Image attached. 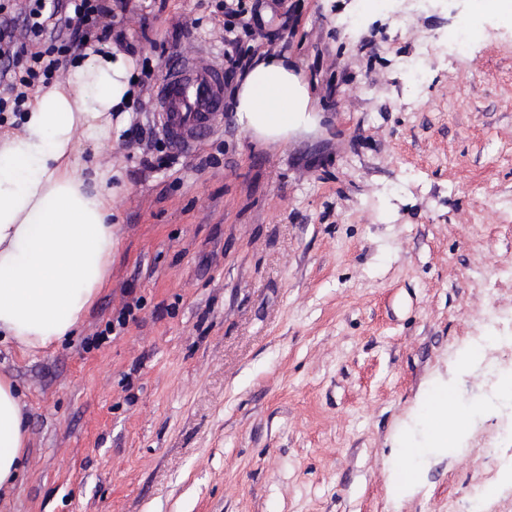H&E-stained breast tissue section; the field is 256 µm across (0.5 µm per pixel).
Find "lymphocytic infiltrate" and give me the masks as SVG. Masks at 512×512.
<instances>
[{
	"label": "lymphocytic infiltrate",
	"instance_id": "f902f5d3",
	"mask_svg": "<svg viewBox=\"0 0 512 512\" xmlns=\"http://www.w3.org/2000/svg\"><path fill=\"white\" fill-rule=\"evenodd\" d=\"M124 0H0V111L23 105L51 89L53 79L66 57L95 42L115 39L124 43L125 34L115 31L108 20ZM278 0H219V29L226 49L225 83H232L243 68L239 35H259L264 29L263 13L276 10Z\"/></svg>",
	"mask_w": 512,
	"mask_h": 512
}]
</instances>
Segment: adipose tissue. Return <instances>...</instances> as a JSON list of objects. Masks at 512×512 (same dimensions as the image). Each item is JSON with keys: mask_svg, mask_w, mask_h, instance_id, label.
<instances>
[{"mask_svg": "<svg viewBox=\"0 0 512 512\" xmlns=\"http://www.w3.org/2000/svg\"><path fill=\"white\" fill-rule=\"evenodd\" d=\"M134 62L122 54L90 53L70 88L29 101L22 131L0 136V338L24 351L61 341L80 323L105 284L116 247L111 217L113 173L93 180L77 139L96 146L112 137L115 113L134 95ZM243 128L272 143L315 123L307 83L287 58L256 57L235 91ZM455 399L435 383L422 402L427 437L402 448L387 485L398 501L419 484L418 461L448 445L444 418ZM27 433L16 385L0 377V487L20 473Z\"/></svg>", "mask_w": 512, "mask_h": 512, "instance_id": "ef3b65f1", "label": "adipose tissue"}]
</instances>
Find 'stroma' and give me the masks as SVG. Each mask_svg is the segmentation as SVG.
Here are the masks:
<instances>
[{"label":"stroma","instance_id":"stroma-1","mask_svg":"<svg viewBox=\"0 0 512 512\" xmlns=\"http://www.w3.org/2000/svg\"><path fill=\"white\" fill-rule=\"evenodd\" d=\"M216 2L128 0L117 18L152 81L175 56L223 58ZM359 2L281 0L266 18L312 132L261 143L228 96L213 135L150 170L125 131L78 142L120 174L118 244L74 336L0 342L28 424L0 512H474L478 483L501 488L483 512H512V406L458 365L490 317L512 334V14ZM470 13L468 56L416 85L401 59ZM436 378L483 410L391 502L397 431Z\"/></svg>","mask_w":512,"mask_h":512}]
</instances>
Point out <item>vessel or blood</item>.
Returning <instances> with one entry per match:
<instances>
[{
    "label": "vessel or blood",
    "mask_w": 512,
    "mask_h": 512,
    "mask_svg": "<svg viewBox=\"0 0 512 512\" xmlns=\"http://www.w3.org/2000/svg\"><path fill=\"white\" fill-rule=\"evenodd\" d=\"M152 112L171 151L189 153L214 133L224 117L223 63L210 57L170 60Z\"/></svg>",
    "instance_id": "vessel-or-blood-1"
}]
</instances>
